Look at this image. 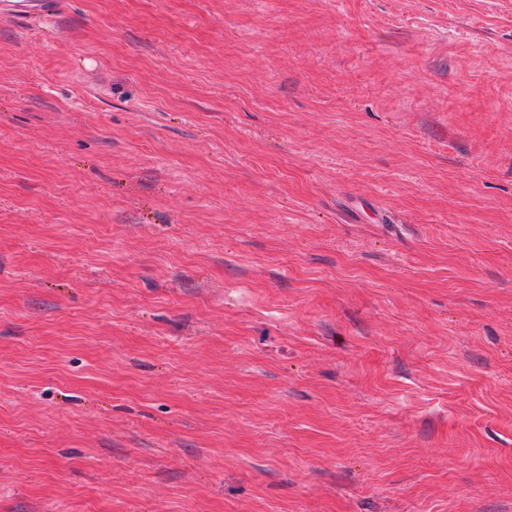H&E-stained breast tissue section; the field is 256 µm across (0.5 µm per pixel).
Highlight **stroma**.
Segmentation results:
<instances>
[{
  "label": "stroma",
  "mask_w": 512,
  "mask_h": 512,
  "mask_svg": "<svg viewBox=\"0 0 512 512\" xmlns=\"http://www.w3.org/2000/svg\"><path fill=\"white\" fill-rule=\"evenodd\" d=\"M0 16V512H512V0Z\"/></svg>",
  "instance_id": "obj_1"
}]
</instances>
